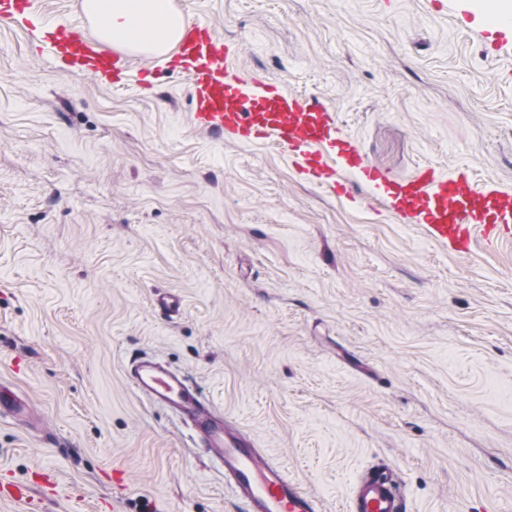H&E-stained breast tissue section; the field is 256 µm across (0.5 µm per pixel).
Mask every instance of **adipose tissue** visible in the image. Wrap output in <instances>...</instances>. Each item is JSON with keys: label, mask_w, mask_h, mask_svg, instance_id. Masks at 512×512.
I'll list each match as a JSON object with an SVG mask.
<instances>
[{"label": "adipose tissue", "mask_w": 512, "mask_h": 512, "mask_svg": "<svg viewBox=\"0 0 512 512\" xmlns=\"http://www.w3.org/2000/svg\"><path fill=\"white\" fill-rule=\"evenodd\" d=\"M101 34L117 46L166 52L182 38L183 14L172 0H84Z\"/></svg>", "instance_id": "1"}]
</instances>
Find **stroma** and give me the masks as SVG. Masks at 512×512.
Returning a JSON list of instances; mask_svg holds the SVG:
<instances>
[{
  "label": "stroma",
  "instance_id": "1",
  "mask_svg": "<svg viewBox=\"0 0 512 512\" xmlns=\"http://www.w3.org/2000/svg\"><path fill=\"white\" fill-rule=\"evenodd\" d=\"M174 5L382 172L512 190V67L444 2ZM191 110L180 73L115 90L0 21V385L39 419L0 417V483L53 471L43 512H238L190 427L130 388L152 354L324 512L377 464L409 512H512V245L456 255Z\"/></svg>",
  "mask_w": 512,
  "mask_h": 512
}]
</instances>
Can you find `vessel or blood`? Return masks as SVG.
<instances>
[{"mask_svg": "<svg viewBox=\"0 0 512 512\" xmlns=\"http://www.w3.org/2000/svg\"><path fill=\"white\" fill-rule=\"evenodd\" d=\"M52 49L113 88L137 79L153 88L156 58L113 51L84 29L51 32ZM167 69L190 78V120L225 141L276 144L307 180L340 191L349 181L365 184L397 223L420 229L454 252L470 254L476 244L495 249L512 244V192L494 182L475 183L462 171L447 174L432 166L394 178L370 165L355 139L341 135L335 113L245 73L237 51L209 25L195 22L177 45ZM132 390L187 421L198 446L218 458L240 512H322L317 495L289 475L273 455L257 448L243 430L213 408L187 375L169 370L155 356L134 358ZM347 512H406L395 473L378 466L364 471L347 501Z\"/></svg>", "mask_w": 512, "mask_h": 512, "instance_id": "1", "label": "vessel or blood"}]
</instances>
